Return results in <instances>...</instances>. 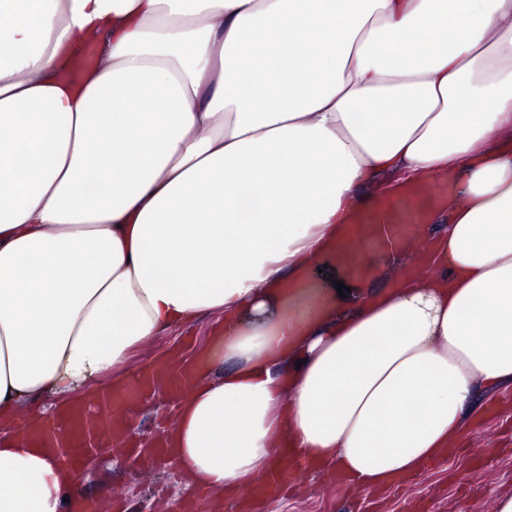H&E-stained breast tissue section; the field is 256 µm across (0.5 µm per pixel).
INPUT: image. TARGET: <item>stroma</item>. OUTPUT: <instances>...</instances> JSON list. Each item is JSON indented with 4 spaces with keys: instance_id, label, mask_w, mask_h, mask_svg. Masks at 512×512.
I'll use <instances>...</instances> for the list:
<instances>
[{
    "instance_id": "stroma-1",
    "label": "stroma",
    "mask_w": 512,
    "mask_h": 512,
    "mask_svg": "<svg viewBox=\"0 0 512 512\" xmlns=\"http://www.w3.org/2000/svg\"><path fill=\"white\" fill-rule=\"evenodd\" d=\"M222 321L208 315L156 337L136 351L134 367L150 366L164 375L175 353L201 354ZM479 416L454 455L410 476L399 491H360L348 481L328 482L317 470L253 512H494L495 497L512 493V387L489 395ZM76 485L98 512L115 501L123 512H184V501L197 498L196 486L185 484L175 462L157 456L117 463L111 455H97L80 466Z\"/></svg>"
}]
</instances>
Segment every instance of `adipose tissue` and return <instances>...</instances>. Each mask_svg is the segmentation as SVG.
I'll return each mask as SVG.
<instances>
[{"label": "adipose tissue", "instance_id": "adipose-tissue-1", "mask_svg": "<svg viewBox=\"0 0 512 512\" xmlns=\"http://www.w3.org/2000/svg\"><path fill=\"white\" fill-rule=\"evenodd\" d=\"M0 418L129 380L219 312L176 403L187 480L281 447L377 491L512 386V0H0ZM455 181L340 298L324 266L392 184ZM74 475L0 433V512H72Z\"/></svg>", "mask_w": 512, "mask_h": 512}]
</instances>
